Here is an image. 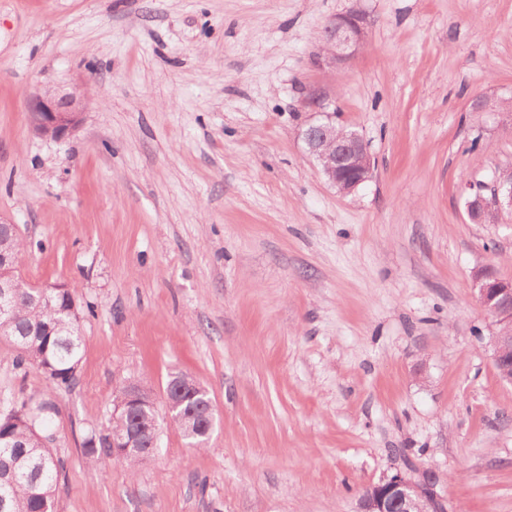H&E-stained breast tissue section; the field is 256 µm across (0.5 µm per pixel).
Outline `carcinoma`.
<instances>
[{
  "instance_id": "obj_1",
  "label": "carcinoma",
  "mask_w": 512,
  "mask_h": 512,
  "mask_svg": "<svg viewBox=\"0 0 512 512\" xmlns=\"http://www.w3.org/2000/svg\"><path fill=\"white\" fill-rule=\"evenodd\" d=\"M24 248L22 239L8 225L0 228V249L19 254ZM17 294L10 312V323L0 325V335L9 337L19 348L15 366L23 369L35 365L44 374L52 391L71 388L77 379L82 359L81 319L79 309L66 311L67 300L75 289H49L50 302L37 299L38 290L15 278ZM148 406L134 411L124 424L145 429L152 426L157 413L151 406L150 391L140 388ZM211 398L206 388L186 398L178 420L184 438L193 447L205 444L210 435L205 421ZM55 404L44 399L35 405L27 401L13 403L6 413H0V434L7 437L10 447L0 443V500L7 501V512H53L59 484L60 460L53 449L44 445L49 437L45 421ZM111 435L93 445L83 442L85 455L95 462L112 457Z\"/></svg>"
}]
</instances>
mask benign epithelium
Here are the masks:
<instances>
[{
  "label": "benign epithelium",
  "mask_w": 512,
  "mask_h": 512,
  "mask_svg": "<svg viewBox=\"0 0 512 512\" xmlns=\"http://www.w3.org/2000/svg\"><path fill=\"white\" fill-rule=\"evenodd\" d=\"M366 19L357 11H349L333 18L326 27L327 53L332 63H342L356 52L365 41ZM90 101L88 91L80 94L61 95L53 88L35 94L28 105V120L32 131L39 137L62 139L75 132L82 114ZM302 138L309 153L317 161L322 174L336 190L344 195L354 192L371 176V169L363 163L367 156L363 138L354 130L336 128L331 117L309 124L302 131ZM490 192L485 196L477 191L469 196L466 209L512 212V173L498 175L492 184L482 186ZM479 284L477 300L484 311L498 324L512 323V280L480 270L476 275ZM14 292V279L0 278V314L8 315ZM495 367L501 372L512 370V336L497 332L490 340ZM138 394L129 389L125 402H112V420L127 415L137 405ZM134 441L112 434V456L123 458L131 454ZM441 500L436 491V478L431 473L414 479L398 468L384 476L364 491L359 502V512H439Z\"/></svg>",
  "instance_id": "7a95c632"
}]
</instances>
